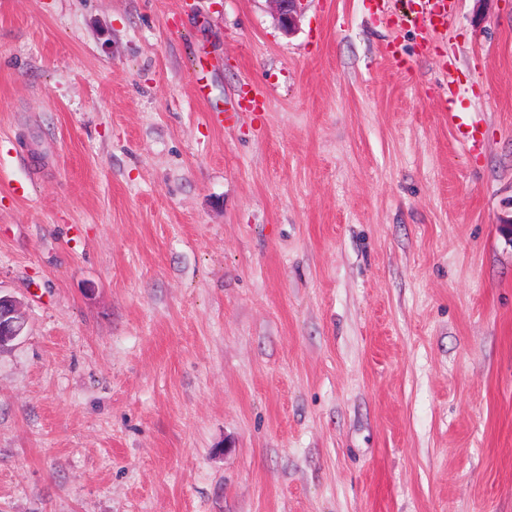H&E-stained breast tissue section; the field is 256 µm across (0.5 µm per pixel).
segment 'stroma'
Returning <instances> with one entry per match:
<instances>
[{"mask_svg": "<svg viewBox=\"0 0 512 512\" xmlns=\"http://www.w3.org/2000/svg\"><path fill=\"white\" fill-rule=\"evenodd\" d=\"M510 216L512 0H0V512H512ZM305 0H269L280 28L288 35L295 32ZM19 302L12 296L0 292V344L1 338L15 340L24 330V320Z\"/></svg>", "mask_w": 512, "mask_h": 512, "instance_id": "1", "label": "stroma"}]
</instances>
